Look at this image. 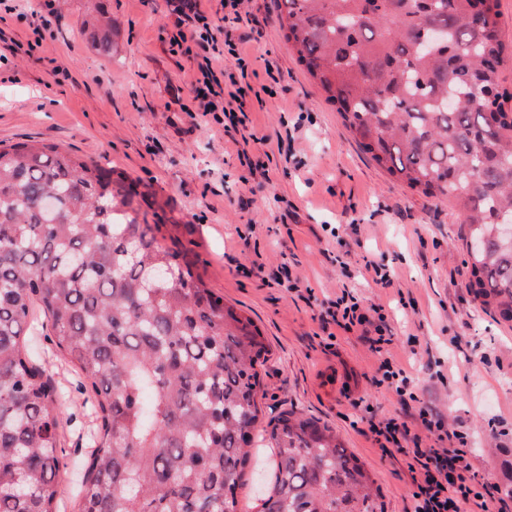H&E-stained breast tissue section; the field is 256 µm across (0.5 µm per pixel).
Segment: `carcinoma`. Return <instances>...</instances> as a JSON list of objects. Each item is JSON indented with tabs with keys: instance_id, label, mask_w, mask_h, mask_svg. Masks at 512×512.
Instances as JSON below:
<instances>
[{
	"instance_id": "cac0c4a2",
	"label": "carcinoma",
	"mask_w": 512,
	"mask_h": 512,
	"mask_svg": "<svg viewBox=\"0 0 512 512\" xmlns=\"http://www.w3.org/2000/svg\"><path fill=\"white\" fill-rule=\"evenodd\" d=\"M285 38L371 159L457 204L469 288L512 321V114L499 0H278ZM480 9L483 23L473 22ZM126 176L56 144L0 148V512H59L62 394L28 343L43 315L99 419L78 512H237L268 354L253 321L139 220ZM258 512H384L336 435L270 421Z\"/></svg>"
}]
</instances>
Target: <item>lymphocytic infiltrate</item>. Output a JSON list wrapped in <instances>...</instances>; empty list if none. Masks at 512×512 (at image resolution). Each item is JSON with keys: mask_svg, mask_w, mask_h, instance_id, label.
<instances>
[{"mask_svg": "<svg viewBox=\"0 0 512 512\" xmlns=\"http://www.w3.org/2000/svg\"><path fill=\"white\" fill-rule=\"evenodd\" d=\"M184 22L191 40L205 52L199 67L200 75L195 81L202 112L223 113L230 126H238L247 90L239 86L224 96L216 89L218 77L224 72V57L235 54V47L220 48L218 29L203 11H192ZM390 342V337L384 335L371 341L372 349L383 356L379 367L381 375L376 384L394 391L400 401L414 399L410 377L403 368L383 355L385 345ZM418 415L425 429L443 440V447L409 446L411 431L408 425L394 419L370 426L371 431L383 437L386 443L402 449L407 458L416 486L413 512H463L462 507L466 504L471 505V512H512V491H503L499 484L481 479L468 462L463 450L467 443L464 434L447 428L442 418L428 405H421Z\"/></svg>", "mask_w": 512, "mask_h": 512, "instance_id": "lymphocytic-infiltrate-1", "label": "lymphocytic infiltrate"}]
</instances>
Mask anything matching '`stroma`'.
Segmentation results:
<instances>
[{
  "label": "stroma",
  "instance_id": "stroma-1",
  "mask_svg": "<svg viewBox=\"0 0 512 512\" xmlns=\"http://www.w3.org/2000/svg\"><path fill=\"white\" fill-rule=\"evenodd\" d=\"M26 17L0 8V145L43 141L100 160L138 183L148 223L191 224L182 250L226 305L250 317L269 353L259 368L260 425L292 410L332 428L367 470L385 512H411L404 455L386 452L370 422L396 418L426 448L418 419L429 403L468 437L467 458L486 479L512 485V321L468 288L458 208L411 191L372 161L284 38L277 0H248L234 26L224 0H201L237 43L235 81L259 90L244 143L199 108L195 50L172 46L181 0H26ZM52 24L40 29L41 16ZM111 22L110 54L90 40ZM390 273L375 283L367 263ZM288 266L298 291L275 280ZM349 289L383 308L387 351L412 377L414 402L378 387L381 357L359 331L336 325L330 300ZM30 336L65 394L67 467L61 512L80 489L85 441L97 420L72 363Z\"/></svg>",
  "mask_w": 512,
  "mask_h": 512
}]
</instances>
